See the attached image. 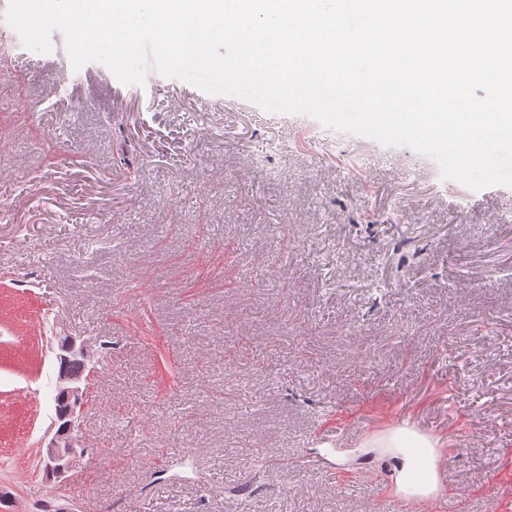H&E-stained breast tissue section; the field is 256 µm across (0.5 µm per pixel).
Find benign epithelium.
Instances as JSON below:
<instances>
[{
	"label": "benign epithelium",
	"instance_id": "benign-epithelium-1",
	"mask_svg": "<svg viewBox=\"0 0 512 512\" xmlns=\"http://www.w3.org/2000/svg\"><path fill=\"white\" fill-rule=\"evenodd\" d=\"M56 357L60 362L75 359L85 366L91 354L84 343L67 334L59 337ZM87 380L88 377L82 374L58 371V387L70 405L67 414L61 417L65 421L64 427L55 431L43 455L45 472L50 477L62 476L78 465L83 456L77 410L86 405Z\"/></svg>",
	"mask_w": 512,
	"mask_h": 512
}]
</instances>
